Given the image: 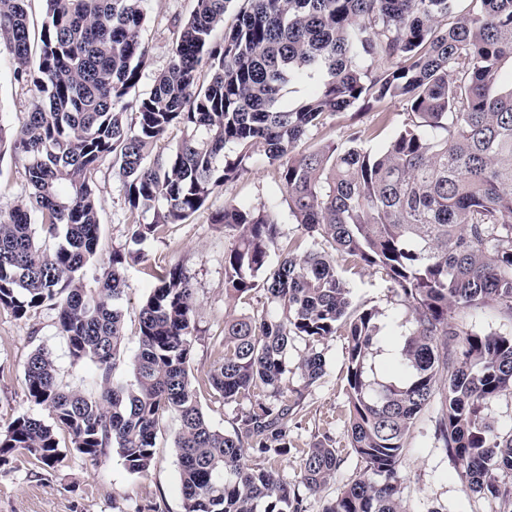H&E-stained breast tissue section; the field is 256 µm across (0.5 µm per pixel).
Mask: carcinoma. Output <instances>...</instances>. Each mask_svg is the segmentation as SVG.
<instances>
[{"label":"carcinoma","mask_w":512,"mask_h":512,"mask_svg":"<svg viewBox=\"0 0 512 512\" xmlns=\"http://www.w3.org/2000/svg\"><path fill=\"white\" fill-rule=\"evenodd\" d=\"M27 2L0 0V54L13 80L34 91L12 143L28 198L0 210V306L18 318L55 308L71 357L94 365L97 392L62 387L53 357L36 348L25 383L49 419L23 414L0 431V469L20 456L35 475L62 463V427L81 458L96 463L114 452L129 473L144 475L171 412L184 512H307L278 463L293 448L304 389L324 374L319 346L342 329L347 437L365 473L322 512H406L399 467L437 395L434 437L467 489L491 512H512V431L488 413L493 399L512 394V335L455 320L484 305L512 316V88L492 92L512 62V0H469L468 13L451 21L453 0H243L228 27L232 0H196L168 69L130 118L126 98L148 56L140 39L148 0H45L36 48ZM366 56L387 66L372 74L360 66ZM307 80V95L288 103L286 87ZM392 98L406 102L407 118L385 149L362 147L354 123L352 146L307 149L328 117ZM173 125L187 136L170 156L150 158ZM256 156L276 167L313 247L302 249L264 205L228 198L212 215L232 239L225 297L266 299L224 318L223 355L205 381L235 412L224 431L190 381L196 298L178 263L142 300L133 380H114L126 270L143 255L112 252L88 285L84 269L99 241L92 184L105 160L118 167L129 209L152 213L132 225V240L143 242L199 211ZM38 230L64 243L47 252ZM339 256L384 274L411 312L383 376L368 366L379 312L352 305ZM297 341L305 351L291 364ZM296 376L303 387H293ZM339 465L327 436L304 451L300 484L313 496Z\"/></svg>","instance_id":"carcinoma-1"}]
</instances>
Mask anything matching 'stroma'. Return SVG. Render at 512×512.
Wrapping results in <instances>:
<instances>
[{"label": "stroma", "mask_w": 512, "mask_h": 512, "mask_svg": "<svg viewBox=\"0 0 512 512\" xmlns=\"http://www.w3.org/2000/svg\"><path fill=\"white\" fill-rule=\"evenodd\" d=\"M195 0H150L141 32L149 49L147 63L129 98L138 100L152 89L156 77L170 64V49L180 26L191 15ZM32 100L28 87L13 81L8 59L0 60V209L20 204L27 194L24 170L11 150V138ZM381 111L390 120L377 125L373 111L359 117L343 112L329 118L325 126L313 130L309 144L319 148L332 143L347 144V126L357 121L366 130L364 146L377 151L389 144L401 127L405 105L397 98L385 100ZM94 191L100 202L99 245L90 268L107 264L113 251L140 249L142 262L127 270L129 289L120 302L124 319V341L115 377L131 381L130 364L136 353L139 316L143 298L155 284L153 270L166 263H181L196 293L198 338L194 344L191 381L201 387L218 359L217 336L224 327L225 315L246 312V304L224 297V249L230 241L221 225L212 223V213L222 210L226 198L250 205H266L275 213L287 234L298 229L279 192L276 169L268 161L249 164L237 181L214 193L206 205L179 224L166 226L164 232L142 244H134L131 226L136 221L124 197L122 179L111 162H104L94 176ZM342 276L357 306L376 308L385 337L373 350L371 362L377 372L388 365L383 354L398 345L404 325L410 319L407 308L398 302L388 279L381 273L354 263L343 265ZM347 339L343 334L330 337L322 346L326 360L322 378L306 391V409L293 430L294 451L285 457L281 474L297 482L302 452L330 436L342 460L335 477L317 495L309 497L308 512H321L324 501L337 497L344 485L363 472L360 458L350 448L346 433L348 409ZM45 348L53 356L64 387L86 393L95 392L94 367L90 362L73 361L65 339L57 332V312L44 306L27 317L18 318L0 307V430L22 414L46 417L44 407L27 397L23 367L32 351ZM178 422L167 415L156 439L153 465L147 475L130 474L120 457L112 454L92 464L76 455H68L55 469L34 476L27 469L0 471V512H135L152 500L164 501L167 512H184L180 491L178 460L173 441ZM402 496L407 512H488L489 506L470 492L444 449L438 448L430 415L416 422L399 471Z\"/></svg>", "instance_id": "obj_1"}]
</instances>
